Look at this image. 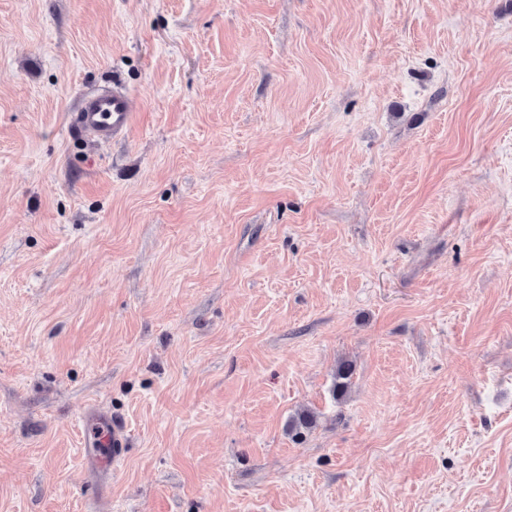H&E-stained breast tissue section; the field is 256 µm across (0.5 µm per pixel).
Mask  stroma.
Returning <instances> with one entry per match:
<instances>
[{
    "label": "stroma",
    "mask_w": 512,
    "mask_h": 512,
    "mask_svg": "<svg viewBox=\"0 0 512 512\" xmlns=\"http://www.w3.org/2000/svg\"><path fill=\"white\" fill-rule=\"evenodd\" d=\"M100 503L512 512V0H0V512ZM134 112L132 96L121 88L85 98L76 117V127L90 140L108 142L125 135ZM355 372L352 361L341 359L336 364L331 392L336 400L343 399L349 392ZM93 424L84 438V452L88 470L92 475H111L114 467L123 457L128 445V432L125 423L90 407L84 416ZM102 446H109L112 455L103 453Z\"/></svg>",
    "instance_id": "1"
}]
</instances>
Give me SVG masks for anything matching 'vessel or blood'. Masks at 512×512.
<instances>
[{
    "label": "vessel or blood",
    "instance_id": "1",
    "mask_svg": "<svg viewBox=\"0 0 512 512\" xmlns=\"http://www.w3.org/2000/svg\"><path fill=\"white\" fill-rule=\"evenodd\" d=\"M133 112L132 96L117 87L85 98L76 117V126L90 140L107 142L128 132ZM85 417L93 422L84 438L88 470L94 475L111 474L128 445L126 426L122 420L95 407L89 408Z\"/></svg>",
    "mask_w": 512,
    "mask_h": 512
}]
</instances>
